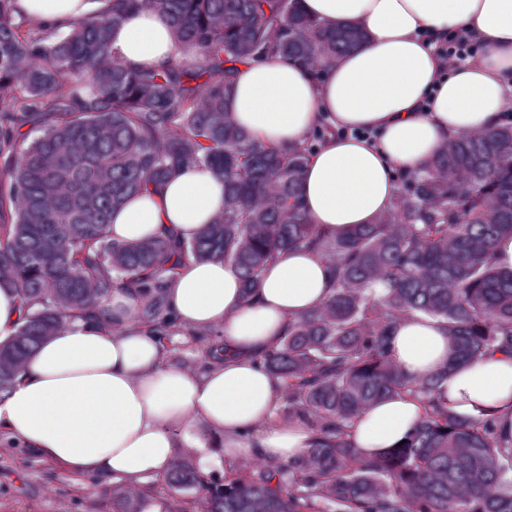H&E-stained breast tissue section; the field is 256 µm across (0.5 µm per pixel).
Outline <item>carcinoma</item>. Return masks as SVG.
<instances>
[{
  "label": "carcinoma",
  "instance_id": "cac0c4a2",
  "mask_svg": "<svg viewBox=\"0 0 512 512\" xmlns=\"http://www.w3.org/2000/svg\"><path fill=\"white\" fill-rule=\"evenodd\" d=\"M145 7L170 17L199 65L138 70L112 57V27ZM364 39L353 24L307 17L299 0H112V12L67 33L0 0V285L24 313L0 342V398L64 318L114 289L168 341L179 328L165 292L181 263H232L249 295L267 263L311 249L330 264L331 293L261 358L283 382L277 418L307 428L308 448L258 458L219 485L184 458L167 484L204 491L203 512H512V436L441 401L448 371L512 349V273L491 261L496 240L512 236V124L453 137L388 212L330 235L300 204L325 129L278 150L228 108L238 65L278 54L319 75ZM27 125L35 136L24 146ZM190 164L224 180V211L200 236L112 240L114 210ZM414 313L445 323L446 370L412 378L392 362L391 327ZM396 395L423 414L403 447L367 458L353 444L355 418ZM150 496L116 490L112 512H141Z\"/></svg>",
  "mask_w": 512,
  "mask_h": 512
}]
</instances>
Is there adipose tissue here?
Returning a JSON list of instances; mask_svg holds the SVG:
<instances>
[{
	"mask_svg": "<svg viewBox=\"0 0 512 512\" xmlns=\"http://www.w3.org/2000/svg\"><path fill=\"white\" fill-rule=\"evenodd\" d=\"M35 22L69 31L110 12L112 0H16ZM328 25L354 22L366 41L322 74L272 56L240 66L229 107L264 145L283 149L318 122L332 132L309 159L301 197L312 223L339 234L385 213L398 174L421 170L448 141L512 121V0H300ZM465 32L483 45L476 58L446 70L438 46ZM113 55L136 69L196 63V47L177 41L162 12L126 14L111 35ZM376 132L373 140L351 137ZM224 208V184L189 167L114 211L118 241L196 238ZM330 266L319 254L292 250L268 263L245 296L230 263L190 261L167 290L180 327L218 329L223 361L198 374L171 363L163 343L133 317V299L113 291L104 315L65 320L27 361L0 399V428L75 476L95 475L137 490L163 476L178 455L213 461L210 438L249 429L254 444L224 449L231 458L288 460L309 434L276 420L281 380L259 364L279 346L292 320L330 293ZM451 349L439 319L413 314L392 326L391 354L406 374L447 370ZM443 397L466 417H493L512 433V353L496 352L447 370ZM422 413L400 396L361 412L357 448L375 457L403 444ZM202 428L203 438L193 435Z\"/></svg>",
	"mask_w": 512,
	"mask_h": 512,
	"instance_id": "1",
	"label": "adipose tissue"
}]
</instances>
